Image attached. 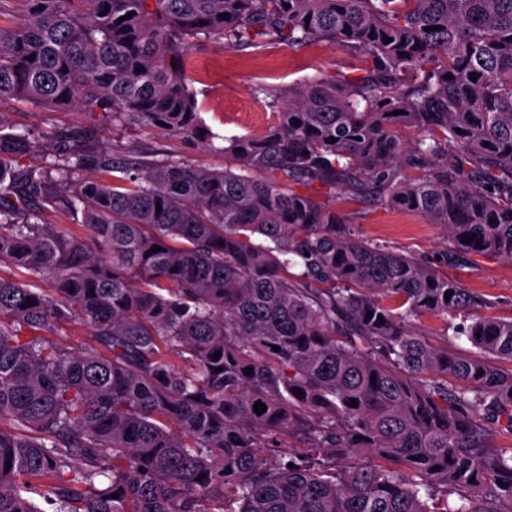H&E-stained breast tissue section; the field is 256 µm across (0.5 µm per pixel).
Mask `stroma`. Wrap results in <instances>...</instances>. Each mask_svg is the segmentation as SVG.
Instances as JSON below:
<instances>
[{
	"label": "stroma",
	"instance_id": "obj_1",
	"mask_svg": "<svg viewBox=\"0 0 512 512\" xmlns=\"http://www.w3.org/2000/svg\"><path fill=\"white\" fill-rule=\"evenodd\" d=\"M362 66V60L346 48L326 42L300 50L283 43L229 49L214 39L193 42L188 52L187 74L196 92L200 116L215 135L210 148L185 136L134 124H116L111 118L91 117L76 109L45 112L13 100L0 101V121L15 131L27 130L39 136L42 151L25 160L33 170L44 168L53 155L62 153L58 131L86 128L93 131L94 147L102 150L130 158L174 156L221 169L230 164L222 152L225 138L264 132L275 121L268 97L255 95L257 85H267L271 95L284 98L289 86L319 75L356 76ZM328 202L351 214L355 230L363 239L430 262L464 288L482 295L486 300L482 315L512 317V263L479 257L466 267L447 266L442 262L449 248L447 235L424 217L357 204L343 193L330 196ZM459 324L456 318L443 320L433 316L420 317L417 322L430 344L466 354L472 346L465 337L456 335Z\"/></svg>",
	"mask_w": 512,
	"mask_h": 512
}]
</instances>
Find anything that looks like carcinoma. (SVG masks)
<instances>
[{"label": "carcinoma", "mask_w": 512, "mask_h": 512, "mask_svg": "<svg viewBox=\"0 0 512 512\" xmlns=\"http://www.w3.org/2000/svg\"><path fill=\"white\" fill-rule=\"evenodd\" d=\"M201 37L365 68L288 88L220 148L235 171L66 131L36 172L39 141L0 125V268L20 273L0 274V512H505L512 446L488 424L512 434V318L303 189L512 263V0H0V99L210 147L184 71ZM421 315L463 317L478 354L429 345ZM62 324L99 348L47 337ZM290 435L309 456L271 464Z\"/></svg>", "instance_id": "1"}]
</instances>
